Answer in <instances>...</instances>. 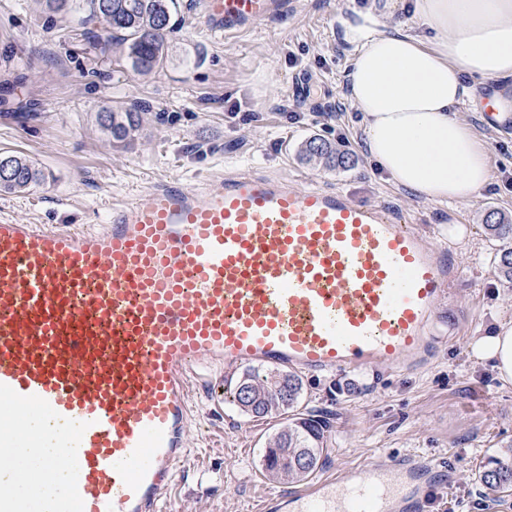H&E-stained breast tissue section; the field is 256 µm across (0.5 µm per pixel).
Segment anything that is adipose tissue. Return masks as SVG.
I'll list each match as a JSON object with an SVG mask.
<instances>
[{
    "mask_svg": "<svg viewBox=\"0 0 512 512\" xmlns=\"http://www.w3.org/2000/svg\"><path fill=\"white\" fill-rule=\"evenodd\" d=\"M350 53L345 97L361 115L366 150L389 181L417 197L449 204L475 198L491 180L489 148L457 117L476 105L466 77L512 79V0H415L411 28H389L368 11L339 20ZM473 356L512 384V321L475 339ZM18 447L0 448V487L22 497L27 512L73 492L74 465L55 447L40 415L0 411ZM56 460L44 471V457Z\"/></svg>",
    "mask_w": 512,
    "mask_h": 512,
    "instance_id": "1",
    "label": "adipose tissue"
}]
</instances>
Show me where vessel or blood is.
<instances>
[{
    "label": "vessel or blood",
    "mask_w": 512,
    "mask_h": 512,
    "mask_svg": "<svg viewBox=\"0 0 512 512\" xmlns=\"http://www.w3.org/2000/svg\"><path fill=\"white\" fill-rule=\"evenodd\" d=\"M294 0H201L224 34ZM463 276L392 205L233 170L169 179L94 229L0 222V409L53 421L75 491L42 512H156L187 459L188 394L217 371L412 370L464 324ZM451 470L392 455L263 512H431Z\"/></svg>",
    "instance_id": "vessel-or-blood-1"
}]
</instances>
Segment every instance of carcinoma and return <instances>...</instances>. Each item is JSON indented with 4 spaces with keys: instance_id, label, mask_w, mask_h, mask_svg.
<instances>
[{
    "instance_id": "cac0c4a2",
    "label": "carcinoma",
    "mask_w": 512,
    "mask_h": 512,
    "mask_svg": "<svg viewBox=\"0 0 512 512\" xmlns=\"http://www.w3.org/2000/svg\"><path fill=\"white\" fill-rule=\"evenodd\" d=\"M176 0H44L46 8L62 17L81 12L85 22H101L120 35L127 48V59L135 71H151L166 58L171 7ZM149 108L136 102L121 110L105 107L97 114L99 126L114 143L130 147L142 127V114ZM307 157H319L334 166H346L348 156L321 137L305 143ZM13 174L0 178V191L23 193L41 179V170L24 156L11 155ZM485 229L491 243L496 274L512 286V220L492 209ZM301 378L278 369H249L236 381L233 399L249 416L275 419L288 416V422L264 449L262 472L269 480L300 482L317 469L327 451V418L298 411L302 395ZM478 481L484 493L495 498L512 495V442L488 456L479 467Z\"/></svg>"
}]
</instances>
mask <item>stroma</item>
<instances>
[{"instance_id": "35a3bbf8", "label": "stroma", "mask_w": 512, "mask_h": 512, "mask_svg": "<svg viewBox=\"0 0 512 512\" xmlns=\"http://www.w3.org/2000/svg\"><path fill=\"white\" fill-rule=\"evenodd\" d=\"M369 8L384 12L391 28L412 22L413 0H298L295 11L224 35L207 27L200 0H177L168 57L141 74L103 25L50 15L43 0H0V150L30 157L44 175L28 192H0V221L92 225L131 192L228 168L394 205L431 244L445 240L454 250L464 278L452 304L469 321L421 369L304 377L303 407L330 422L328 453L314 476L340 480L389 455L433 454L455 465L433 512H512V498L492 501L476 480L481 461L512 441V385L469 350L494 321L512 320V286L498 279L482 227L488 210L512 216V133L461 108L489 145L492 181L474 199L430 204L388 182L365 150L342 86L350 57L337 19ZM135 101L150 106L142 131L132 148L114 147L96 114ZM314 135L348 152L352 166L303 159L300 147ZM237 377L232 371L192 391L189 459L167 495L174 512H256L277 488L260 471L277 422L238 410L227 390Z\"/></svg>"}]
</instances>
